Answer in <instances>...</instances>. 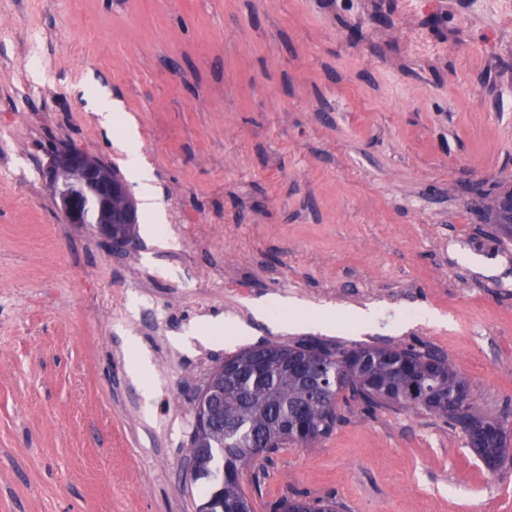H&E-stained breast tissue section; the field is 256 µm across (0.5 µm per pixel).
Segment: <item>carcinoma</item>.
I'll use <instances>...</instances> for the list:
<instances>
[{
  "instance_id": "carcinoma-1",
  "label": "carcinoma",
  "mask_w": 512,
  "mask_h": 512,
  "mask_svg": "<svg viewBox=\"0 0 512 512\" xmlns=\"http://www.w3.org/2000/svg\"><path fill=\"white\" fill-rule=\"evenodd\" d=\"M500 241L512 243V214L492 208ZM236 366L224 382V431L189 441L193 481L207 490L198 512H253L241 477L290 445L312 447L344 420L343 407L356 403L365 413L379 409L424 413L459 427L467 445L489 465L505 447L507 427L487 416L476 398L456 403L467 383L449 359L434 348L299 340L268 342V356L251 345L225 357ZM224 449V473L213 471V451ZM331 497L293 495L267 505L268 512H342Z\"/></svg>"
}]
</instances>
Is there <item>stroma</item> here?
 I'll return each mask as SVG.
<instances>
[{
  "mask_svg": "<svg viewBox=\"0 0 512 512\" xmlns=\"http://www.w3.org/2000/svg\"><path fill=\"white\" fill-rule=\"evenodd\" d=\"M138 132L165 247L65 223L41 170L124 169ZM512 0H0V512H195L192 397L224 357L303 338L444 352L512 430ZM369 309L358 329L309 311ZM232 343L179 339L211 321ZM148 385L128 375V337ZM288 447L254 512H512L461 429L358 407ZM98 115L100 121L106 126H112L121 129L123 136L120 139V147L127 152L129 164L133 174V183L144 202L146 212L153 217L155 223H161L163 220V207L157 200V194L153 185L154 178L152 174L143 169L137 158V147L135 132L132 127L131 119L124 112H112V101H101L98 105ZM340 512L344 506L331 497H310V495H293L270 501L269 512Z\"/></svg>",
  "mask_w": 512,
  "mask_h": 512,
  "instance_id": "1",
  "label": "stroma"
}]
</instances>
